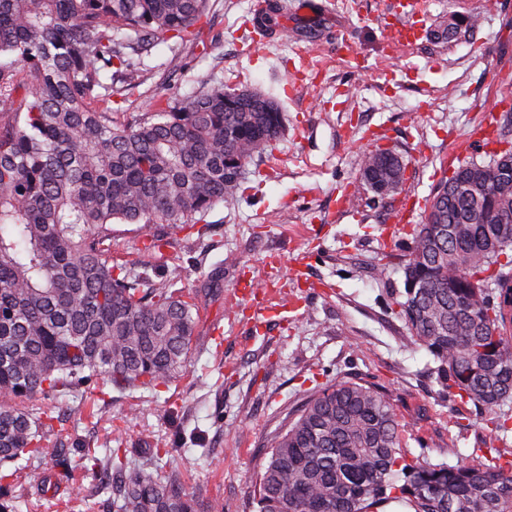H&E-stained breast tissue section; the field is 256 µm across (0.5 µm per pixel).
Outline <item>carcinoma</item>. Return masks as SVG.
I'll use <instances>...</instances> for the list:
<instances>
[{"instance_id": "carcinoma-1", "label": "carcinoma", "mask_w": 512, "mask_h": 512, "mask_svg": "<svg viewBox=\"0 0 512 512\" xmlns=\"http://www.w3.org/2000/svg\"><path fill=\"white\" fill-rule=\"evenodd\" d=\"M209 0H0V512H17L8 479L25 472L45 492L50 469L82 482L47 433L61 421L46 399L81 389L166 383L187 364L199 322L195 297L148 268L112 262V225L176 231L235 201L253 159L279 141L278 102L214 81L123 119L91 103L101 75H139L137 51L159 39L191 42ZM479 16L436 31L453 41ZM407 164L392 149L363 155L361 188L394 197ZM399 314L435 362L440 391L489 415L490 441L512 432V142L489 160L458 162L443 178L402 260ZM390 397L362 382L313 393L270 440L254 497L258 512H512V460L494 448L456 465L401 453ZM108 448L80 468L110 493L112 512L201 510L177 471H130Z\"/></svg>"}]
</instances>
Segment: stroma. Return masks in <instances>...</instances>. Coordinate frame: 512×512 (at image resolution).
I'll return each instance as SVG.
<instances>
[{"mask_svg": "<svg viewBox=\"0 0 512 512\" xmlns=\"http://www.w3.org/2000/svg\"><path fill=\"white\" fill-rule=\"evenodd\" d=\"M256 0H209L194 43L156 41L139 53L142 75L119 85L116 112H149L202 84L248 86L278 100L286 129L248 167L244 192L205 217L206 233H172L159 253L135 224L112 227V259L149 267L154 283L183 261L179 283L195 295L199 324L185 369L153 389L110 390L67 414L50 448L79 458L128 448V468L160 449L157 466L175 470L200 503L224 512H257L253 490L280 430L318 387L367 381L389 393L412 458L466 460L483 447L486 423L472 404L444 396L431 355L414 344L396 303L404 289L401 256L412 225L395 223L405 195L426 200L450 175L455 147L471 157L497 147L512 117V0H421L422 35L388 47L382 19L396 0H271L270 38L253 46L247 22ZM476 14L475 29L435 39L450 14ZM407 162L402 195L355 194L361 158L371 146ZM295 293L303 307L254 318L263 294ZM84 501L67 500L65 484L37 495L16 486L19 512H109L98 482L84 475Z\"/></svg>", "mask_w": 512, "mask_h": 512, "instance_id": "35a3bbf8", "label": "stroma"}]
</instances>
